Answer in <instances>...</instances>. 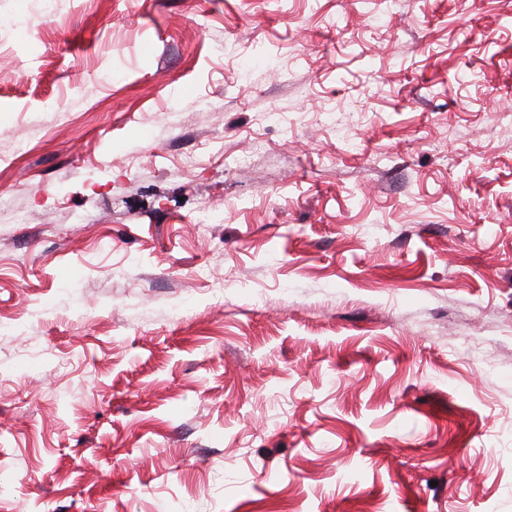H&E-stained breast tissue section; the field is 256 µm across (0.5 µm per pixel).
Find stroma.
<instances>
[{"label": "stroma", "mask_w": 512, "mask_h": 512, "mask_svg": "<svg viewBox=\"0 0 512 512\" xmlns=\"http://www.w3.org/2000/svg\"><path fill=\"white\" fill-rule=\"evenodd\" d=\"M42 4L0 512H512V0Z\"/></svg>", "instance_id": "35a3bbf8"}]
</instances>
